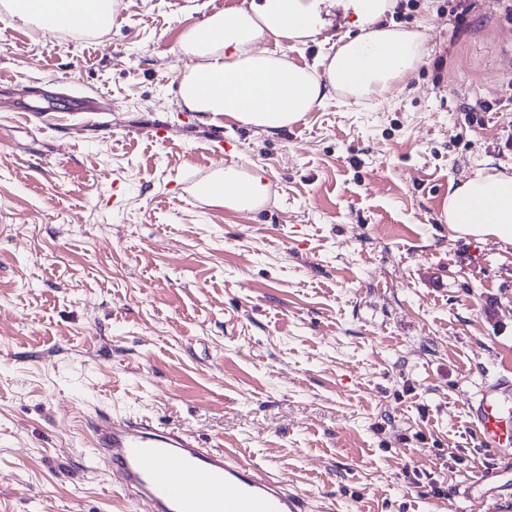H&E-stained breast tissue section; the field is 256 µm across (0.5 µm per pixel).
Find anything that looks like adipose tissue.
Returning a JSON list of instances; mask_svg holds the SVG:
<instances>
[{
  "label": "adipose tissue",
  "mask_w": 512,
  "mask_h": 512,
  "mask_svg": "<svg viewBox=\"0 0 512 512\" xmlns=\"http://www.w3.org/2000/svg\"><path fill=\"white\" fill-rule=\"evenodd\" d=\"M319 0H250L188 29L180 48L196 65L180 82V95L209 125L231 119L275 134L303 119L333 91L359 100L383 96L423 61V35L381 23L393 0H352L360 33L341 41L334 54L298 65L285 55L257 49L270 37L294 46L316 41L323 27ZM0 7L26 25L50 33H96L112 23L113 0H0ZM267 187L259 172L224 170V207L259 209ZM444 217L464 234L493 236L512 244V177L475 172L448 195Z\"/></svg>",
  "instance_id": "adipose-tissue-1"
}]
</instances>
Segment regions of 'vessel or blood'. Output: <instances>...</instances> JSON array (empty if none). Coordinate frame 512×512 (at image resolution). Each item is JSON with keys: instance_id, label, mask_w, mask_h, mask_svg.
Listing matches in <instances>:
<instances>
[{"instance_id": "vessel-or-blood-1", "label": "vessel or blood", "mask_w": 512, "mask_h": 512, "mask_svg": "<svg viewBox=\"0 0 512 512\" xmlns=\"http://www.w3.org/2000/svg\"><path fill=\"white\" fill-rule=\"evenodd\" d=\"M223 193V181L211 177L188 184L195 199ZM469 413L485 454L512 460V374L483 382ZM89 436L91 448L108 459L143 512H306L304 498L266 467L243 464L224 448L202 447L181 429L99 413Z\"/></svg>"}]
</instances>
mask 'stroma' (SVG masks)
I'll list each match as a JSON object with an SVG mask.
<instances>
[{"label":"stroma","mask_w":512,"mask_h":512,"mask_svg":"<svg viewBox=\"0 0 512 512\" xmlns=\"http://www.w3.org/2000/svg\"><path fill=\"white\" fill-rule=\"evenodd\" d=\"M248 2L116 0L92 35L0 12V512H142L98 411L263 464L308 512H512L466 409L512 362V245L442 216L512 176V0H396L422 64L274 135L179 94L183 32ZM220 161L262 169L263 207L182 196Z\"/></svg>","instance_id":"obj_1"}]
</instances>
